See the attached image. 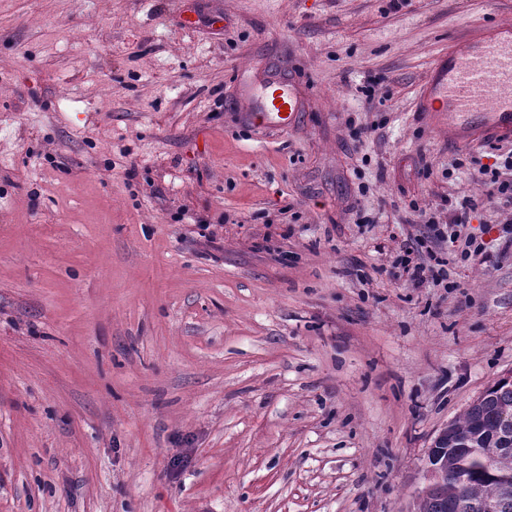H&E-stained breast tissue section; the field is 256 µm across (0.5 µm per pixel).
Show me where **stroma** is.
Returning a JSON list of instances; mask_svg holds the SVG:
<instances>
[{
	"instance_id": "stroma-1",
	"label": "stroma",
	"mask_w": 512,
	"mask_h": 512,
	"mask_svg": "<svg viewBox=\"0 0 512 512\" xmlns=\"http://www.w3.org/2000/svg\"><path fill=\"white\" fill-rule=\"evenodd\" d=\"M512 0H0V512H412L512 372V206L417 96ZM307 98L245 123L244 71ZM485 257L393 277L421 212ZM473 211V204L471 202L463 201L456 206H451L448 209V225L438 224L433 217L428 218L425 224L433 237L443 241L455 243L459 237L455 227H463L469 223L471 219V212ZM445 226V228L443 227ZM446 229V231H445ZM448 229H452L448 235Z\"/></svg>"
}]
</instances>
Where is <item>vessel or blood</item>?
<instances>
[{"mask_svg":"<svg viewBox=\"0 0 512 512\" xmlns=\"http://www.w3.org/2000/svg\"><path fill=\"white\" fill-rule=\"evenodd\" d=\"M251 98L250 118L281 127L302 106L296 84L276 71L263 75ZM418 109L435 119L447 114L454 136L467 143L512 139V26L451 45L421 85Z\"/></svg>","mask_w":512,"mask_h":512,"instance_id":"b4317fda","label":"vessel or blood"}]
</instances>
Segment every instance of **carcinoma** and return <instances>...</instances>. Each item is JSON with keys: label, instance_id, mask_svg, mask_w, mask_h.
<instances>
[{"label": "carcinoma", "instance_id": "carcinoma-1", "mask_svg": "<svg viewBox=\"0 0 512 512\" xmlns=\"http://www.w3.org/2000/svg\"><path fill=\"white\" fill-rule=\"evenodd\" d=\"M512 413V381L501 378L484 391L479 403L450 422L454 435L480 441L478 448H457L442 481L424 494L425 512H512V453L501 460L489 455L502 445L501 436Z\"/></svg>", "mask_w": 512, "mask_h": 512}]
</instances>
